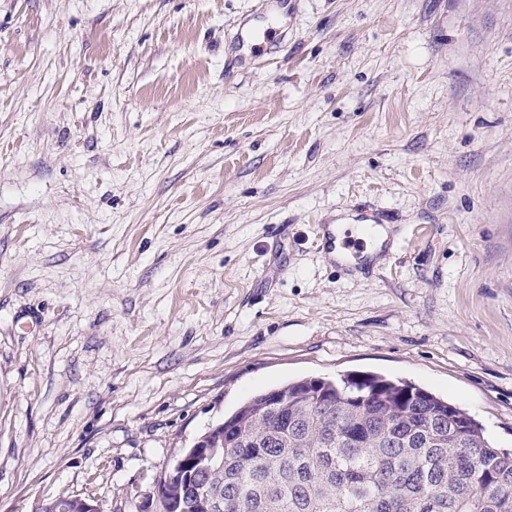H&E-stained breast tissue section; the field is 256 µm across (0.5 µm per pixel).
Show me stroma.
I'll return each instance as SVG.
<instances>
[{
	"label": "stroma",
	"instance_id": "obj_1",
	"mask_svg": "<svg viewBox=\"0 0 512 512\" xmlns=\"http://www.w3.org/2000/svg\"><path fill=\"white\" fill-rule=\"evenodd\" d=\"M362 210L354 270L319 231ZM347 373L512 448V0H0V512H152L225 414Z\"/></svg>",
	"mask_w": 512,
	"mask_h": 512
}]
</instances>
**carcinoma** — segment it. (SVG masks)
<instances>
[{
	"mask_svg": "<svg viewBox=\"0 0 512 512\" xmlns=\"http://www.w3.org/2000/svg\"><path fill=\"white\" fill-rule=\"evenodd\" d=\"M234 448L209 445L187 470L183 512L197 492L221 512H512V448H499L463 409L382 375L302 379L224 418Z\"/></svg>",
	"mask_w": 512,
	"mask_h": 512,
	"instance_id": "1",
	"label": "carcinoma"
}]
</instances>
